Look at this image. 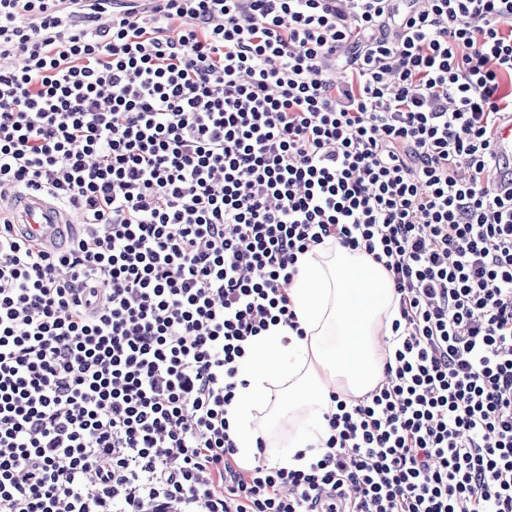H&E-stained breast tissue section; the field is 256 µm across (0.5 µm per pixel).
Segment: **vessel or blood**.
I'll use <instances>...</instances> for the list:
<instances>
[{"label":"vessel or blood","instance_id":"b4317fda","mask_svg":"<svg viewBox=\"0 0 512 512\" xmlns=\"http://www.w3.org/2000/svg\"><path fill=\"white\" fill-rule=\"evenodd\" d=\"M495 152L501 174L493 189L497 192L512 189V117L504 120L499 127ZM10 222L36 241L52 245L60 239L64 226H76L79 220L76 213L64 210L50 197L22 191L10 202Z\"/></svg>","mask_w":512,"mask_h":512}]
</instances>
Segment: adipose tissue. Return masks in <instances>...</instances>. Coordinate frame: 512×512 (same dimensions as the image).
<instances>
[{"mask_svg": "<svg viewBox=\"0 0 512 512\" xmlns=\"http://www.w3.org/2000/svg\"><path fill=\"white\" fill-rule=\"evenodd\" d=\"M288 296L300 332L270 328L256 337L240 366L241 386L229 408L241 459H252L262 429L253 413L269 404L271 388L284 383L295 406L311 411L307 429L297 430L280 456L281 466L300 467L298 452L326 437L329 390L361 397L384 377L376 336L396 315L393 283L369 256L325 242L300 256Z\"/></svg>", "mask_w": 512, "mask_h": 512, "instance_id": "obj_1", "label": "adipose tissue"}]
</instances>
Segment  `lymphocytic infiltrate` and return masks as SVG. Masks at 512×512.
Here are the masks:
<instances>
[{
	"mask_svg": "<svg viewBox=\"0 0 512 512\" xmlns=\"http://www.w3.org/2000/svg\"><path fill=\"white\" fill-rule=\"evenodd\" d=\"M0 0V512H512V0ZM177 23L170 35L166 27ZM392 279L385 378L308 466L238 461L299 255ZM495 152L500 163L499 182L490 187L492 192H501L506 188L512 190V116L504 120L495 140ZM10 224L36 241L56 244L63 233V226L77 227L76 213L66 211L50 197L33 192H18L10 202Z\"/></svg>",
	"mask_w": 512,
	"mask_h": 512,
	"instance_id": "lymphocytic-infiltrate-1",
	"label": "lymphocytic infiltrate"
}]
</instances>
